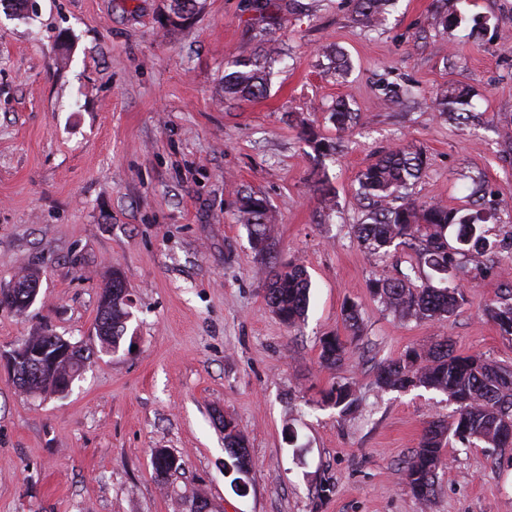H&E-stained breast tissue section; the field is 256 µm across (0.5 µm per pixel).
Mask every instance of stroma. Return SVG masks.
Masks as SVG:
<instances>
[{
	"label": "stroma",
	"mask_w": 512,
	"mask_h": 512,
	"mask_svg": "<svg viewBox=\"0 0 512 512\" xmlns=\"http://www.w3.org/2000/svg\"><path fill=\"white\" fill-rule=\"evenodd\" d=\"M271 27L280 55L267 92L224 96L233 63ZM469 88L478 121L433 112L442 87ZM358 115L336 129V102ZM512 0H397L382 27L352 0H0V289L40 269L36 303L0 306V352L33 331L96 341L100 292L123 272L133 317L63 398L33 397L0 371V512H190L204 489L221 512H512V447L449 441L429 501L405 466L447 395L379 391L381 362L448 339L512 365V336L485 309L512 287V252L470 262L464 301L419 321L385 310L373 281L409 271L407 247L373 256L354 230L358 175L414 145L427 161L419 204L468 214L481 191L488 239L512 229ZM335 145L322 155L316 141ZM266 199L270 249L236 215ZM302 262L308 318L291 329L267 305L270 267ZM353 304L360 335L343 316ZM340 336L336 368L320 341ZM353 384L343 414L326 395ZM255 462L247 493L225 476L219 418ZM183 461L170 487L150 451Z\"/></svg>",
	"instance_id": "obj_1"
}]
</instances>
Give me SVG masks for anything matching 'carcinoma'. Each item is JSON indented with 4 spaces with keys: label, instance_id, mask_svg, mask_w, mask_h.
<instances>
[{
    "label": "carcinoma",
    "instance_id": "cac0c4a2",
    "mask_svg": "<svg viewBox=\"0 0 512 512\" xmlns=\"http://www.w3.org/2000/svg\"><path fill=\"white\" fill-rule=\"evenodd\" d=\"M358 22L367 27L383 24L393 0H353ZM277 51L255 54L235 63L237 69L224 75V92L231 98L255 99L263 96L270 80L271 65ZM472 95L467 88L450 87L435 95L433 108L441 115L466 120L471 114ZM331 118L339 130L350 128L353 113L337 103ZM426 162L420 150L395 147L384 152L360 175V193L368 200L369 213L355 226L360 245L371 255H380L398 242L418 251L423 263L439 279H461L467 270L456 256H486L495 249L512 250V233L491 242L484 235L485 218L476 211L460 216L458 211L436 202L418 205L409 199L408 190ZM239 219L252 226L253 248L266 252L271 237V215L264 199L252 194L239 200ZM455 228V242L448 243V228ZM28 277L18 278L13 287L0 289V304L6 303L15 313L24 310L18 300L27 296ZM112 296L98 300L96 331L99 346H81L74 351L84 365L97 350L119 348L130 317L132 299L125 286L106 284ZM372 292L378 302L401 317L434 319L449 316L462 295L457 288H438L429 283L417 286L412 275L404 273L375 282ZM309 278L305 266L290 262L269 278L266 302L272 312L290 327L305 319L308 309ZM487 317L506 335H512V297L497 301L486 309ZM345 355V345L337 336L321 342L322 366L333 368ZM60 374L31 372L26 379L17 377L14 384L26 387L36 396L56 392ZM377 385L383 390H408L424 387L442 392L457 404L452 422L434 421L425 429L419 448L406 463L405 476L412 493L422 501L432 496L438 471L445 468L444 448L449 438L461 444L481 441L492 448L512 446L505 435L512 432V366L454 352L448 340L440 339L426 347L413 349L403 356L382 364ZM327 401L348 412L355 402V390L339 385L327 394Z\"/></svg>",
    "mask_w": 512,
    "mask_h": 512
}]
</instances>
